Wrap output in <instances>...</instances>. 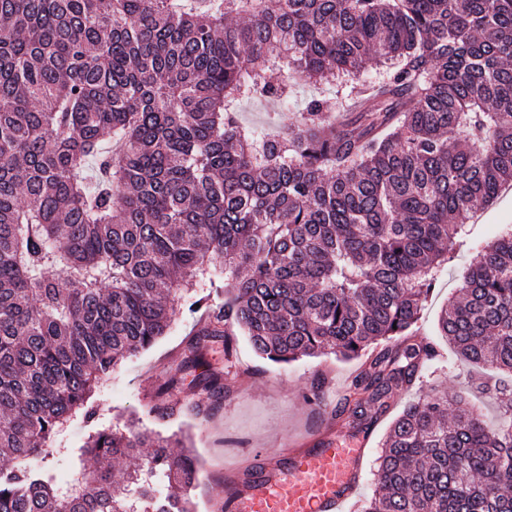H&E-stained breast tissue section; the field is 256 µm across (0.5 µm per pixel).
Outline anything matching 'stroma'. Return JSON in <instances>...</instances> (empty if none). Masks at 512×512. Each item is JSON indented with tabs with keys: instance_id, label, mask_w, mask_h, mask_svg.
I'll list each match as a JSON object with an SVG mask.
<instances>
[{
	"instance_id": "stroma-1",
	"label": "stroma",
	"mask_w": 512,
	"mask_h": 512,
	"mask_svg": "<svg viewBox=\"0 0 512 512\" xmlns=\"http://www.w3.org/2000/svg\"><path fill=\"white\" fill-rule=\"evenodd\" d=\"M314 97L322 100L326 111L343 117V94L325 83L318 87L300 86L293 104L283 111L267 101L245 103L239 119L261 131H285L294 126L299 111ZM468 227L470 232L457 248L453 267L439 278L416 326L418 338L433 342L443 357L449 355L450 348L438 334L440 311L455 295L465 267L475 261L476 243L512 227V189L503 190ZM193 329L191 318L178 315L164 336L123 363L112 379L95 392L90 400L95 418H75L56 441L52 464L59 480L69 481L75 471L87 464L84 444L89 434L123 426L129 417L136 416L144 427L162 434L180 429L189 435L202 461L194 490L197 512H211L213 494L232 492V484L225 480L232 468L257 466L286 446L317 448L331 437L344 445L362 441L369 463L347 510L360 512L375 488V461L386 431L407 402L436 387L452 395H466L487 420H494L496 415L492 395L476 392L468 375L445 367L424 375L422 383L410 391L394 396L385 415L367 428L358 429L342 419L340 413L345 391L359 372L361 360L347 361L329 354L276 364L257 355L241 334L237 335L232 352H225L218 344L209 355L212 367L224 373V398L213 418L206 422L189 418L166 421L148 415V403L164 389L171 375L170 365L183 352Z\"/></svg>"
}]
</instances>
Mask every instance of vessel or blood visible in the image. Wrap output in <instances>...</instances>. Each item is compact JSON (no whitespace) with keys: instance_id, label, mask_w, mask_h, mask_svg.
Instances as JSON below:
<instances>
[{"instance_id":"b4317fda","label":"vessel or blood","mask_w":512,"mask_h":512,"mask_svg":"<svg viewBox=\"0 0 512 512\" xmlns=\"http://www.w3.org/2000/svg\"><path fill=\"white\" fill-rule=\"evenodd\" d=\"M363 446L327 440L265 459L260 475L235 484L226 512H346L364 464Z\"/></svg>"}]
</instances>
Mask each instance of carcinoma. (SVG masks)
<instances>
[{
    "mask_svg": "<svg viewBox=\"0 0 512 512\" xmlns=\"http://www.w3.org/2000/svg\"><path fill=\"white\" fill-rule=\"evenodd\" d=\"M329 77L361 99L340 124L318 99L283 136L239 120ZM508 184L512 0H0V512H195L199 460L134 418L65 485L32 463L184 310L207 314L180 361L215 398L195 418L224 398L208 350L239 331L274 363L385 342L342 410L383 415L434 355L413 327L467 220ZM476 250L438 330L501 372L505 421L438 389L405 405L362 512H512V232ZM148 413L183 410L160 393ZM119 457L140 460L121 486Z\"/></svg>",
    "mask_w": 512,
    "mask_h": 512,
    "instance_id": "carcinoma-1",
    "label": "carcinoma"
}]
</instances>
